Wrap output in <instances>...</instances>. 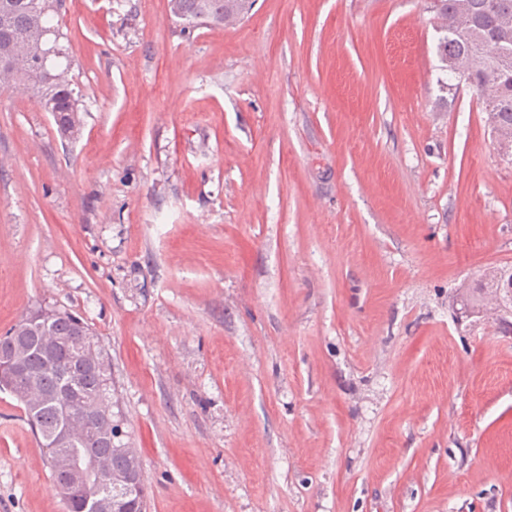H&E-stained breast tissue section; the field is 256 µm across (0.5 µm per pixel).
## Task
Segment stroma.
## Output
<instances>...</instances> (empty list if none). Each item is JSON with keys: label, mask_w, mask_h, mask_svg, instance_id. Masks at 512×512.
<instances>
[{"label": "stroma", "mask_w": 512, "mask_h": 512, "mask_svg": "<svg viewBox=\"0 0 512 512\" xmlns=\"http://www.w3.org/2000/svg\"><path fill=\"white\" fill-rule=\"evenodd\" d=\"M83 125L0 94V335L92 325L148 512H512V159L432 0H63ZM0 512H66L0 392ZM237 1L241 0H226L225 3L224 0H169V10L171 16L182 22H185L184 17H203L209 23L207 25L223 26L224 16L240 7ZM496 290L489 296L487 303L492 306L494 310H498L499 304L503 297H512V270H500L495 277Z\"/></svg>", "instance_id": "35a3bbf8"}]
</instances>
